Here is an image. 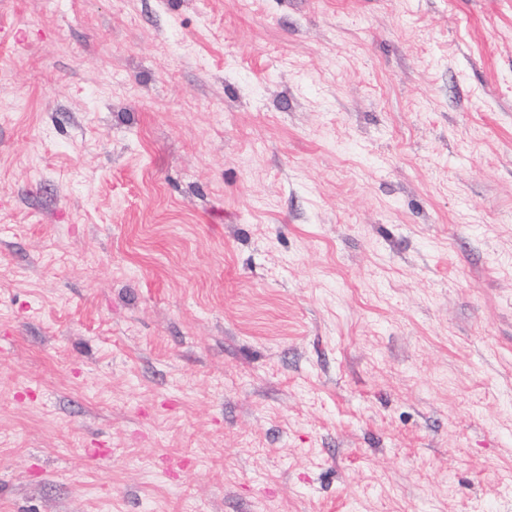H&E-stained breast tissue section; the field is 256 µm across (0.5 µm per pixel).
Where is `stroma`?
<instances>
[{
  "mask_svg": "<svg viewBox=\"0 0 512 512\" xmlns=\"http://www.w3.org/2000/svg\"><path fill=\"white\" fill-rule=\"evenodd\" d=\"M0 29V512H512V0Z\"/></svg>",
  "mask_w": 512,
  "mask_h": 512,
  "instance_id": "obj_1",
  "label": "stroma"
}]
</instances>
